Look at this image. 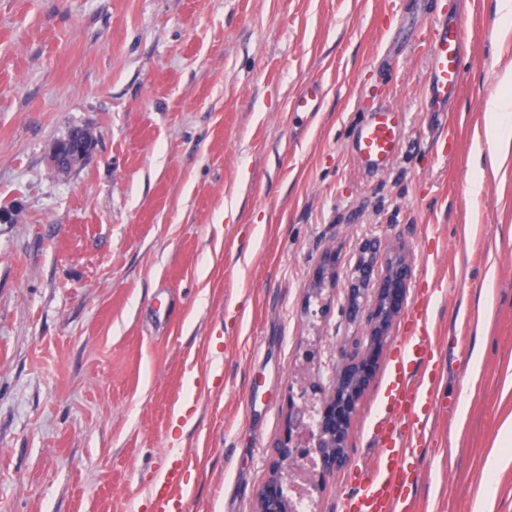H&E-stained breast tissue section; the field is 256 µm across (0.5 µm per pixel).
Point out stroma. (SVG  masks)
Listing matches in <instances>:
<instances>
[{"instance_id": "obj_1", "label": "stroma", "mask_w": 512, "mask_h": 512, "mask_svg": "<svg viewBox=\"0 0 512 512\" xmlns=\"http://www.w3.org/2000/svg\"><path fill=\"white\" fill-rule=\"evenodd\" d=\"M497 0H0V512H152L187 459L186 512H252L300 392L319 402L363 243L405 242V305L440 353L416 512H512V142L485 140L512 100V19ZM462 18L463 82L438 151L426 110L438 19ZM313 120L289 111L308 81ZM404 113L389 168L365 175L354 129ZM96 136L69 173L71 129ZM483 190L473 194L474 179ZM335 285L313 294L325 256ZM400 317L352 422L348 466L316 477L338 512L374 454ZM481 358L472 369V355ZM511 108V101L496 99L487 103L485 116V133L488 143L509 142L510 135L505 125V112Z\"/></svg>"}]
</instances>
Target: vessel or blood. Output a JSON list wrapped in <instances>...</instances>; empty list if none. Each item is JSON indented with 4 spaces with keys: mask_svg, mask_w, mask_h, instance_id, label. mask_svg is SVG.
Masks as SVG:
<instances>
[{
    "mask_svg": "<svg viewBox=\"0 0 512 512\" xmlns=\"http://www.w3.org/2000/svg\"><path fill=\"white\" fill-rule=\"evenodd\" d=\"M461 23H444L434 34L431 69L426 83L430 112L444 113L461 87L464 48ZM324 102L320 83H308L292 109L307 115L319 112ZM402 114L385 105L374 107L356 129L353 157L360 169L376 175L385 171L399 151ZM412 331L403 337L392 366L373 437L375 460L364 474L361 489L342 503V512H414L411 488L416 480L414 461L423 448L430 416L429 391L424 385L433 367L430 323L424 306L413 307ZM186 468L174 460L153 492L156 512H185Z\"/></svg>",
    "mask_w": 512,
    "mask_h": 512,
    "instance_id": "1",
    "label": "vessel or blood"
}]
</instances>
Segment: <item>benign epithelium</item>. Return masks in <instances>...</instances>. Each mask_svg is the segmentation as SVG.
<instances>
[{
  "label": "benign epithelium",
  "instance_id": "obj_1",
  "mask_svg": "<svg viewBox=\"0 0 512 512\" xmlns=\"http://www.w3.org/2000/svg\"><path fill=\"white\" fill-rule=\"evenodd\" d=\"M412 274L408 251L401 243L384 245L378 240L365 243L348 274L345 315L365 326V335L343 346L335 369L332 389L323 395L319 419L313 428L317 447L310 449L319 459L324 475L334 474L348 461L349 429L356 410L358 395L369 376L366 365L372 353L392 335L399 317ZM343 411L336 418V408ZM270 475L259 491L255 512H291L283 494L285 475L281 462L289 459L300 465L297 449L285 443L272 448Z\"/></svg>",
  "mask_w": 512,
  "mask_h": 512
}]
</instances>
